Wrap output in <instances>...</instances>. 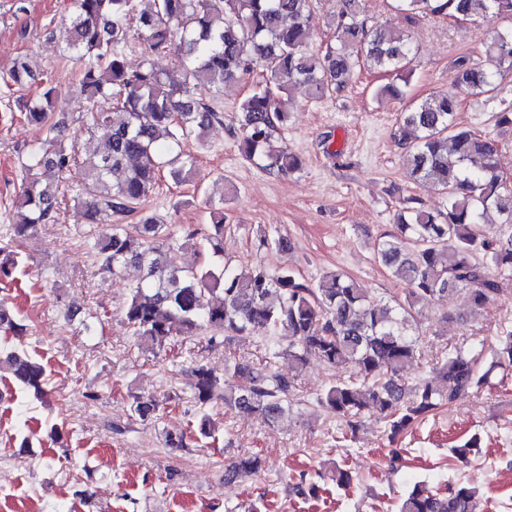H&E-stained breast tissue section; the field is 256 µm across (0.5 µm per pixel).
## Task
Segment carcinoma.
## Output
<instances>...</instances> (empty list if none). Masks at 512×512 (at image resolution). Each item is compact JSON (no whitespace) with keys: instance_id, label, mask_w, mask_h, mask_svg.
<instances>
[{"instance_id":"obj_1","label":"carcinoma","mask_w":512,"mask_h":512,"mask_svg":"<svg viewBox=\"0 0 512 512\" xmlns=\"http://www.w3.org/2000/svg\"><path fill=\"white\" fill-rule=\"evenodd\" d=\"M70 0L71 22L65 29L66 51L90 57L79 92L95 108L101 147L81 159L66 145L68 113L57 105L54 89L22 63L0 76L7 87L35 88L18 101V113L50 137L26 154L23 169L79 170L66 195L100 214L123 219L153 189L163 170L179 182L195 165L182 144L221 120L207 96L240 81L258 64L262 80L239 106L233 129L246 160L270 174L286 175L302 167L288 148L273 138L288 128L293 105L288 97L304 85L314 98L341 92L352 71L363 65L384 72L389 82L376 96L402 100L413 76V47L396 29L368 24L360 0H340L334 48L308 50L312 38V0ZM391 7L411 19L435 15L467 21L477 17L512 20V0H391ZM141 31L145 45L139 67L124 59L129 33ZM171 51L179 58L172 72L150 58ZM486 64L464 54L454 58L451 83L492 98L499 79L512 72V27L496 32L486 46ZM459 101L448 93L410 101L401 112L399 142L410 178L443 195V208L411 207L397 214V233L374 245L377 259L408 285L404 297L375 298L347 274L332 271L316 283L300 279L286 267L270 274L259 267L233 272L224 258V210L210 212V232L175 237L166 224L145 218L137 224H108L84 232L102 270L135 267L143 272L124 307L125 321L137 345L157 356L174 339L208 331V342L235 338L265 339L268 360L254 367L232 362L218 373L204 365L185 370L199 408L222 404L227 410L254 415L278 425L291 414V379L278 371L284 360L296 372L310 357L336 370V381L317 398L318 406L356 430L363 412L386 419L394 441L416 422L462 395L490 384L493 372L512 367V333L484 350L456 348L435 362L431 375L414 384L402 371L421 354L417 306L463 290L471 310L480 314L503 292L512 273V233H484L487 225L512 226V188L498 167L497 141L459 128ZM16 113V114H18ZM15 113L0 116L6 124ZM61 191L29 178L15 202L10 245L0 247V279L23 264L19 248L42 224L55 221ZM204 247L214 262L188 267L181 261L187 246ZM288 331L282 345L275 332ZM0 332L16 339L27 325L0 305ZM39 400L48 398L45 367L17 349L0 353V372ZM132 414L156 415L153 395H130ZM481 437L472 435L453 449L461 460L479 452ZM261 469V458L240 456L224 466V479L241 481ZM398 512H476V490L456 484L441 491L428 480L415 482L400 500Z\"/></svg>"}]
</instances>
